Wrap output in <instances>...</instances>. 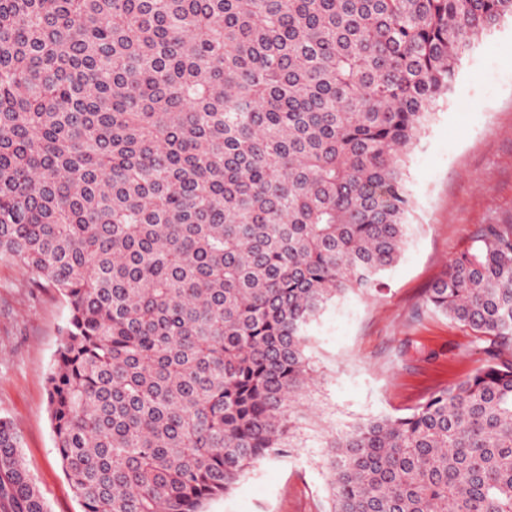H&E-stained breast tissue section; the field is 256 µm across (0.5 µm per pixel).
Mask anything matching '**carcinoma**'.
Listing matches in <instances>:
<instances>
[{
	"label": "carcinoma",
	"mask_w": 512,
	"mask_h": 512,
	"mask_svg": "<svg viewBox=\"0 0 512 512\" xmlns=\"http://www.w3.org/2000/svg\"><path fill=\"white\" fill-rule=\"evenodd\" d=\"M512 0H0V259L68 317L82 512H204L291 447L307 328L400 259L407 162ZM424 304L512 342V224ZM0 419V506L47 512ZM329 512H512V361L326 445Z\"/></svg>",
	"instance_id": "obj_1"
}]
</instances>
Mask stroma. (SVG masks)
<instances>
[{
    "mask_svg": "<svg viewBox=\"0 0 512 512\" xmlns=\"http://www.w3.org/2000/svg\"><path fill=\"white\" fill-rule=\"evenodd\" d=\"M413 228L381 289L329 304L308 328L318 369L295 417L291 453L262 461L206 512H328L324 463L336 431L399 416L487 359V342L427 309L428 288L489 224H512V20L485 31L462 59L414 149ZM67 316L52 290L0 259V418L21 437L48 512H82L53 444L47 377Z\"/></svg>",
    "mask_w": 512,
    "mask_h": 512,
    "instance_id": "stroma-1",
    "label": "stroma"
}]
</instances>
